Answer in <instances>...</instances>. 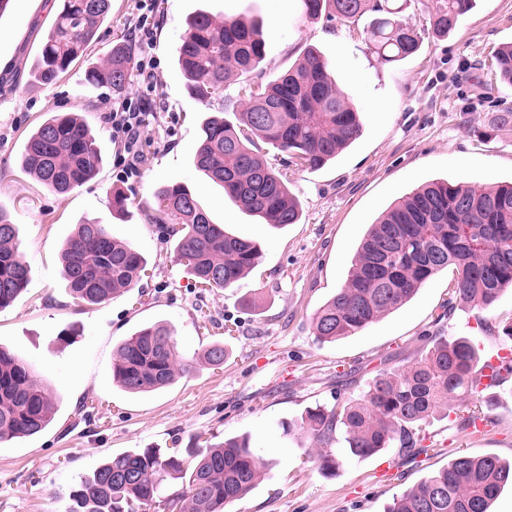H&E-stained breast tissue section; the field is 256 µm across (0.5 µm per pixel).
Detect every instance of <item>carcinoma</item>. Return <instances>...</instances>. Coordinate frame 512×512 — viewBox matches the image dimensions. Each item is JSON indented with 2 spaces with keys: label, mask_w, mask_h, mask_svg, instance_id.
Masks as SVG:
<instances>
[{
  "label": "carcinoma",
  "mask_w": 512,
  "mask_h": 512,
  "mask_svg": "<svg viewBox=\"0 0 512 512\" xmlns=\"http://www.w3.org/2000/svg\"><path fill=\"white\" fill-rule=\"evenodd\" d=\"M428 17L438 37L450 34L475 8L476 0H432ZM310 19L323 15L354 22L370 12L366 31L378 59L395 63L415 55L421 42L401 18L402 0H302ZM112 0H62L42 38L35 78L55 82L83 55ZM257 23L241 17L218 23L200 14L189 22L178 49V63L195 95L210 99L224 86L247 77L263 60ZM132 49L112 48L103 64L90 71L121 92L129 84ZM495 67L512 87V44L494 54ZM245 105L206 117L195 154L198 169L224 188L247 212L276 227L298 223L299 201L282 174L258 154L263 142L310 169L328 161L362 135L358 113L330 72L328 55L307 50L299 64L266 84L242 87ZM22 167L46 188L66 193L93 179L99 167L94 138L75 115L55 113L27 139ZM149 220L167 225L175 262L184 265L205 288L234 285L261 257L253 241L233 235L211 221L186 187L165 186L154 194ZM16 228L0 211V309L27 287L30 268L18 252ZM63 276L71 296L100 305L134 286L146 262L129 242H119L102 224L76 225L62 254ZM452 270L454 287L444 315L457 302L482 311L493 307L512 287V183L477 189L435 181L400 198L362 238L342 288L313 317L315 335L336 342L408 302L433 276ZM224 345L213 343L201 355L184 360L163 322L124 338L112 363V380L129 393L159 390L190 373L199 363H224ZM480 357L465 336L440 337L413 362L379 373L357 398L306 411L299 428L317 444L322 471L340 465L334 445L344 440L349 455L367 457L396 446L413 455L429 418L469 401L476 391ZM55 403L32 366L0 345V443L29 438L52 422ZM262 460L246 437L196 446L188 460L161 448H143L110 456L92 475L71 488L69 512H136L161 498L163 483H179L173 499L178 512H224L227 505L257 485ZM512 483V464L496 455H461L448 466L393 498L387 512H490L501 488Z\"/></svg>",
  "instance_id": "cac0c4a2"
}]
</instances>
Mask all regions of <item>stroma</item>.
<instances>
[{"mask_svg": "<svg viewBox=\"0 0 512 512\" xmlns=\"http://www.w3.org/2000/svg\"><path fill=\"white\" fill-rule=\"evenodd\" d=\"M51 0H12L0 16V210L18 229L19 251L31 269L26 290L0 310V345L24 358L55 397L53 424L26 441L0 444V512H66L71 487L108 456L141 448L185 455L194 438L219 443L250 437L265 464L256 488L228 512H386L394 496L444 468L457 455L493 454L512 462V381L483 405L491 430L472 440L445 413L423 430V452L402 457L387 448L345 457L331 472L308 456L310 436L282 426L307 409L361 395L371 379L417 359L432 337L466 336L481 358L512 345V288L491 310L458 303L442 319L453 275L430 279L407 304L354 335L319 342L314 313L341 288L359 240L396 200L421 184L446 180L473 187L512 182V89L493 65L512 42V0H477L456 30L433 35L420 0L404 17L422 44L414 56L378 62L364 32L373 20L305 18L300 0H112V11L84 56L49 85L29 71L54 13ZM156 24L124 91L89 82L116 44H134L138 19ZM213 20L258 21L265 55L251 74L267 83L298 64L309 48L330 54L331 75L358 112L363 135L335 163L303 168L270 145L261 156L287 179L302 217L276 228L240 210L194 163L205 117L242 96L239 85L210 102L194 99L178 65L180 38L198 13ZM132 102L145 112L134 169L105 115ZM73 113L89 128L101 156L96 177L59 194L21 168L19 153L48 113ZM180 184L195 193L212 221L257 242L259 264L233 287H196L170 258L162 225L151 223L154 193ZM127 198L112 206L113 190ZM92 219L115 240L132 243L147 263L138 284L101 305L70 295L60 253L76 224ZM164 321L188 358L223 343L221 366L201 365L173 386L129 394L112 382L118 343L139 326Z\"/></svg>", "mask_w": 512, "mask_h": 512, "instance_id": "35a3bbf8", "label": "stroma"}]
</instances>
